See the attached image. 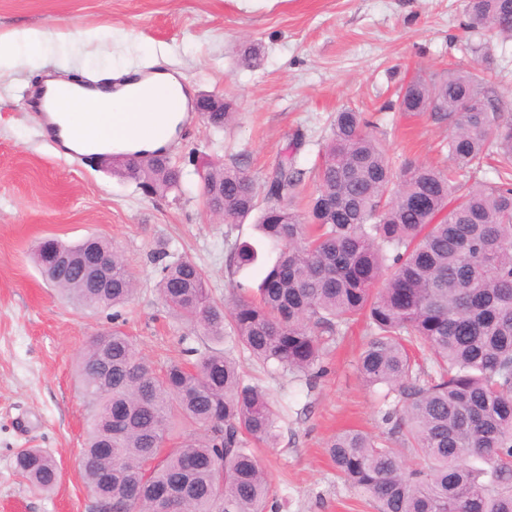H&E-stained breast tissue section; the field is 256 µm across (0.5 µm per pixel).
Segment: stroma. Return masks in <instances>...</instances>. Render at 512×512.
Masks as SVG:
<instances>
[{
	"instance_id": "obj_1",
	"label": "stroma",
	"mask_w": 512,
	"mask_h": 512,
	"mask_svg": "<svg viewBox=\"0 0 512 512\" xmlns=\"http://www.w3.org/2000/svg\"><path fill=\"white\" fill-rule=\"evenodd\" d=\"M466 22L465 0H0L1 36L32 27L56 40L41 68L0 73V512H96L78 466L89 407L75 364L91 337L115 328L158 366L189 346L229 352L245 382L269 394L280 409L276 445L256 454L278 512H373L325 453L340 429L387 430L384 390L367 388L357 369L364 325L329 345L325 373L310 389L277 364H253L233 337L209 340L172 314L151 254L163 247L195 262L223 301L231 244L258 235L252 221L227 224L209 213L199 171L234 161L263 178L298 131L304 143L296 164L313 170L331 116L345 107L375 123L394 164L446 167L449 126L390 103L410 78L442 75L453 63L490 75L512 112V37L471 33ZM249 45L261 51L254 67L242 56ZM157 53L189 96L226 95L237 112L219 132L190 113L168 149L184 171L181 191L144 195L89 156L43 140L29 91L46 76L110 83L117 63L149 72ZM90 236L110 241L136 280L118 312L68 302L32 260L43 238ZM24 448L56 458L62 477L54 492L33 493L16 473L14 457Z\"/></svg>"
}]
</instances>
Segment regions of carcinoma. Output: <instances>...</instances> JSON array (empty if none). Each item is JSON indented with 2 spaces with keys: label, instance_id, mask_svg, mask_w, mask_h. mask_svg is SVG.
<instances>
[{
  "label": "carcinoma",
  "instance_id": "cac0c4a2",
  "mask_svg": "<svg viewBox=\"0 0 512 512\" xmlns=\"http://www.w3.org/2000/svg\"><path fill=\"white\" fill-rule=\"evenodd\" d=\"M466 12L469 29L512 37V0H467ZM390 107L453 127L449 172L407 162L395 174L373 121L344 108L303 212L294 208L305 185L294 161L299 132L260 181L238 165L200 174L211 213L240 223L257 211L263 240L280 246L256 293L235 279L259 261L250 242L230 248L228 303L212 298L198 265L167 262L161 250L157 287L176 316L214 340L232 334L256 361L309 385L324 373L325 337L364 321L360 376L396 402L382 414L383 439L348 428L327 443L337 476L375 512H512V112L492 80L455 67L413 78ZM233 118L226 97L224 111L204 121L219 131ZM490 156L498 181L453 178ZM113 172L154 195L182 191L183 170L168 156ZM99 244L112 253L109 291L83 277L53 278V252H70L77 265L86 259L80 244L43 240L33 260L72 300L114 309L135 282L111 243ZM413 345L424 359L410 354ZM184 355L195 361L157 372L121 330L89 342L78 360L90 408L81 451L87 488L112 512H156L169 488L184 492L186 512H265L271 481L247 440H275L274 403L242 381L228 354L189 347ZM15 468L38 493L59 481L56 459L42 448L18 452Z\"/></svg>",
  "mask_w": 512,
  "mask_h": 512
}]
</instances>
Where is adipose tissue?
<instances>
[{"label": "adipose tissue", "instance_id": "ef3b65f1", "mask_svg": "<svg viewBox=\"0 0 512 512\" xmlns=\"http://www.w3.org/2000/svg\"><path fill=\"white\" fill-rule=\"evenodd\" d=\"M52 50L46 34L22 28L0 49V70L16 60L39 67ZM44 107L60 127V138L73 147L74 134L100 139V148L114 153L152 152L167 145L188 118V94L164 68L133 74L115 84L86 85L80 81L46 79Z\"/></svg>", "mask_w": 512, "mask_h": 512}]
</instances>
